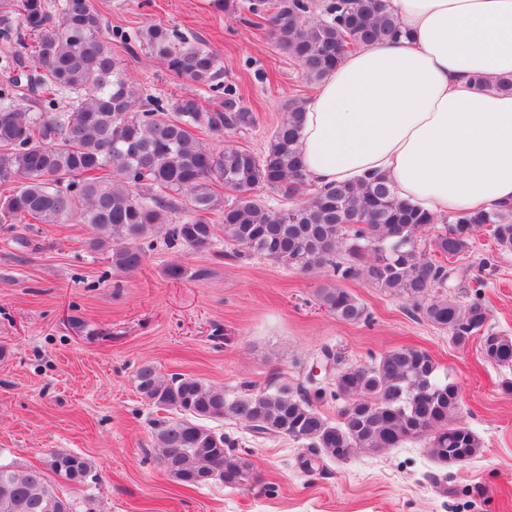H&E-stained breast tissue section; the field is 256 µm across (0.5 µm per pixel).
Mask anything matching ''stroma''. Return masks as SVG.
Listing matches in <instances>:
<instances>
[{"instance_id": "35a3bbf8", "label": "stroma", "mask_w": 512, "mask_h": 512, "mask_svg": "<svg viewBox=\"0 0 512 512\" xmlns=\"http://www.w3.org/2000/svg\"><path fill=\"white\" fill-rule=\"evenodd\" d=\"M94 5L111 29L161 23L206 44L257 116L241 141L252 151H263L291 100L315 90L266 31L228 18L214 0ZM124 60L149 93L217 103L208 87L174 78L144 52ZM92 238L84 224H0V461L43 470L56 451L84 457L85 482L59 483L77 512H512V392L502 388L512 370L484 362L477 344L452 346L405 299L360 280L346 287L370 321L342 322L316 301L318 288L335 283L327 269L229 256L220 239L208 250L157 245L144 269L124 274ZM474 255L491 323L512 336V252L481 232ZM173 262L209 275L170 280ZM326 345L354 363L400 347L429 353L461 389L462 416L483 443L478 455L442 468L412 442L342 462L224 419L211 426L253 463L254 483L186 487L165 472L151 428L163 412L136 390L141 366L262 389L294 381Z\"/></svg>"}]
</instances>
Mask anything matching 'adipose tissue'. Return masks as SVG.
Masks as SVG:
<instances>
[{
    "instance_id": "adipose-tissue-1",
    "label": "adipose tissue",
    "mask_w": 512,
    "mask_h": 512,
    "mask_svg": "<svg viewBox=\"0 0 512 512\" xmlns=\"http://www.w3.org/2000/svg\"><path fill=\"white\" fill-rule=\"evenodd\" d=\"M401 33L358 47L307 99L319 185L380 173L435 215L512 205V0H387Z\"/></svg>"
}]
</instances>
